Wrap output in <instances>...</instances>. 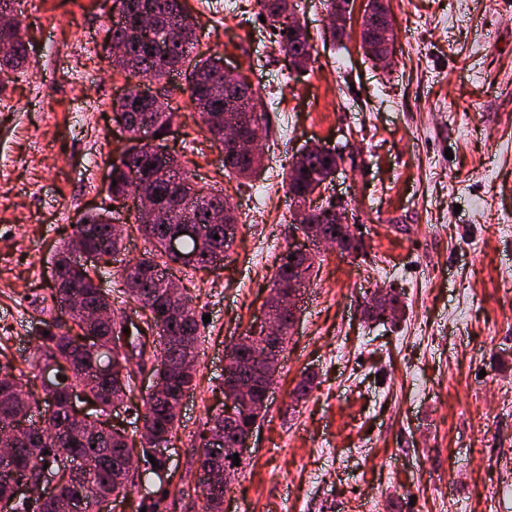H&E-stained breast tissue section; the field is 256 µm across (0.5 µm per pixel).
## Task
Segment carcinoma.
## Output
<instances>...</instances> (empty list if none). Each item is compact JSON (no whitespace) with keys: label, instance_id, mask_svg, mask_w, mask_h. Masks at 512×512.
<instances>
[{"label":"carcinoma","instance_id":"obj_1","mask_svg":"<svg viewBox=\"0 0 512 512\" xmlns=\"http://www.w3.org/2000/svg\"><path fill=\"white\" fill-rule=\"evenodd\" d=\"M257 15L263 17L270 29L271 42L279 52L292 53L307 64L312 47L309 39L292 34L288 20V0H255ZM115 19L108 28V40L124 45L138 68L128 72L133 78L151 77L160 83L167 79L176 64L188 67V99L214 142L224 145V135L210 125L209 118L224 119L240 114L245 116L241 143L224 149V170L241 179H251L260 173L262 165L253 164L249 142L263 128L264 113L260 110L261 95L253 88L234 93V111H225L224 60L219 55L205 59L191 57L197 36L195 23L186 12L183 0H112ZM27 63L25 32L18 20L0 25V84L23 69ZM112 112L127 119V129L134 134L140 130L137 121L141 110L137 101L123 96L112 104ZM146 169L157 174L151 184L153 203L159 211V222L148 227L137 226L138 231L152 247V257L126 263L120 270L129 301L135 304V315L140 323H131L128 333L129 349L113 343L116 325L127 320V315L112 312L109 299L98 292L89 270L70 258L71 247L79 242L90 250L112 256L122 247L114 240L106 224L108 217L95 214L87 224L71 225V235L56 253L54 263L62 274V283L51 288L48 295L37 299L39 312L44 314L58 307L69 295L81 298V305L106 316L93 322L83 320L81 314L69 315L65 325L43 324L34 331L36 353L27 361L29 370L18 367L13 359L0 350V448L12 449V457L0 462V508L24 512L25 503L15 502L14 483L25 475L49 466L59 475L61 487L41 495L36 512H67L68 505L78 501L83 512H98L100 500L110 497L125 498L132 492L133 480L124 473V456L134 445L127 431L104 428L112 419V406L127 397L134 388L132 373L127 366L139 360V368H155L160 389L147 394L144 400V424L147 443L141 444L143 460L152 454L157 443L168 444L175 434L176 406L183 393L195 386L198 339L201 324L191 300L180 295L179 318L166 317L171 304L168 286L157 270L171 265L192 269H206L215 260L225 258L235 236L226 234L224 225L214 224L207 212L224 208L226 198L212 193L195 183L183 161L159 144L150 156L142 160ZM336 166V156L310 155L305 162L292 160L287 172L288 193L300 207L307 206L311 196L323 182L325 171ZM126 163L112 165L113 195L126 193ZM198 226V237L183 241L180 252L169 250V238L177 232L182 216ZM316 232L334 237L340 253L352 255L362 249V243L342 234L336 223V214L326 212L325 206L315 208L313 215ZM305 262L303 257L283 253L274 274L272 289L288 285L290 272ZM390 314L373 300L365 309L367 319L378 324L393 322L400 311L399 296L388 300ZM156 337L153 350L142 349L145 332ZM93 333L96 349L84 344L86 333ZM236 368L251 385L249 393L260 409L267 408L266 387L261 378L250 372V347L234 344L230 348ZM41 386L42 397L33 387ZM92 404L84 419H73L75 404ZM256 420L250 416L236 422L224 423V414L213 416L208 434L203 436L200 462L206 474L203 485L205 512H224V467L233 466L232 448L238 434L251 428ZM215 433L222 445L212 447L209 434ZM91 458L94 467L67 473L66 461Z\"/></svg>","mask_w":512,"mask_h":512}]
</instances>
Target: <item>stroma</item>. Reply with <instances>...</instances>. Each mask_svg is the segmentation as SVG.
<instances>
[{
  "label": "stroma",
  "mask_w": 512,
  "mask_h": 512,
  "mask_svg": "<svg viewBox=\"0 0 512 512\" xmlns=\"http://www.w3.org/2000/svg\"><path fill=\"white\" fill-rule=\"evenodd\" d=\"M186 0L195 55H221L263 96L264 167L228 177L184 94L165 140L205 188L237 209L235 244L217 267L173 266L202 315L197 386L179 411L167 464H139L112 512H202L200 435L224 408V363L262 314L276 258L297 241L285 173L310 143L355 134V159L327 195L345 201L358 257L310 245L314 274L288 335L268 410L224 494V512H512V0H387L395 55L377 67L360 46L368 0H350L346 32L327 33L326 0H295L313 46L289 69L250 7ZM112 0H20L29 64L0 86V337L16 362L35 351L31 296L52 288L54 252L102 207L124 225L102 268L115 311L131 312L121 264L149 248L132 207L106 189L127 146L112 104L134 80L106 60ZM399 295L396 324L368 322L371 297ZM307 374L314 388L291 392Z\"/></svg>",
  "instance_id": "35a3bbf8"
}]
</instances>
